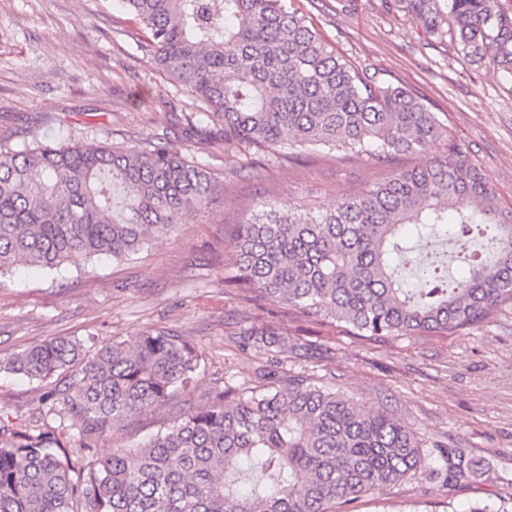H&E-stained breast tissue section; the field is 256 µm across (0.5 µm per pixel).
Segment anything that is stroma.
Instances as JSON below:
<instances>
[{"mask_svg": "<svg viewBox=\"0 0 512 512\" xmlns=\"http://www.w3.org/2000/svg\"><path fill=\"white\" fill-rule=\"evenodd\" d=\"M337 54L384 83L400 86L435 112L444 133L429 151L385 161L320 148L298 159L225 148L189 131L200 111L167 82L139 44L143 25L117 0H0V140L23 148L41 140L138 143L166 135L205 164L224 190L163 239L130 259H74L53 271L17 269L0 288V356L55 337L92 345L133 343L148 329L180 334L203 362L194 391L176 392L144 417L117 424L81 461L141 447L150 435L204 407L213 387L260 386L267 356L243 345L253 330L298 335L282 370L336 389L366 409L383 408L411 427L427 453L463 448L479 472L446 493L436 472L339 503L333 512H470L512 498V305L453 335L420 333L368 341L343 324L308 322L272 299L247 301L224 229L267 207L319 215L345 196L394 173L424 167L448 143L467 149L512 210V80L492 64L475 66L451 41L427 42L420 21L391 0H299ZM59 374L38 383L0 372V412L43 420L41 399Z\"/></svg>", "mask_w": 512, "mask_h": 512, "instance_id": "stroma-1", "label": "stroma"}]
</instances>
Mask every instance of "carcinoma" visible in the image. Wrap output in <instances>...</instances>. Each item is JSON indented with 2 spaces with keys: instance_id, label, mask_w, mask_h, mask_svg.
Returning <instances> with one entry per match:
<instances>
[{
  "instance_id": "1",
  "label": "carcinoma",
  "mask_w": 512,
  "mask_h": 512,
  "mask_svg": "<svg viewBox=\"0 0 512 512\" xmlns=\"http://www.w3.org/2000/svg\"><path fill=\"white\" fill-rule=\"evenodd\" d=\"M147 30L141 48L167 79L204 104L196 124L224 143L283 153L342 147L382 159L424 151L442 136L435 115L400 86L336 53L288 0H118ZM428 38L450 37L474 64L512 78V14L498 0H394ZM208 168L167 137L134 145L0 141V288L18 266L124 259L159 240L220 193ZM482 249L470 251L473 239ZM453 241L464 274L448 278L437 243ZM234 283L355 336L448 335L512 301V211L455 143L418 170L342 198L318 216L264 210L228 237ZM423 262L424 285L401 268ZM275 358L290 337L252 331ZM198 348L165 330L135 344L53 338L0 361L43 381L70 372L45 402L44 423L0 420V512H331L431 468L416 433L384 409L297 377L241 396L218 387L136 450L77 467L112 427L195 381ZM445 486L474 473L463 448L441 452Z\"/></svg>"
}]
</instances>
